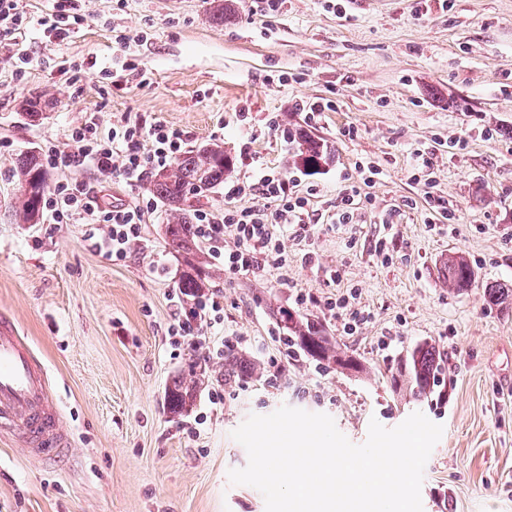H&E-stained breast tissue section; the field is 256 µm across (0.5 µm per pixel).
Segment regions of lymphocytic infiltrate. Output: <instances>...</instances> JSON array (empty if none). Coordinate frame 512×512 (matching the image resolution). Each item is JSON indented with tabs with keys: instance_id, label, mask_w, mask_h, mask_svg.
I'll return each mask as SVG.
<instances>
[{
	"instance_id": "1",
	"label": "lymphocytic infiltrate",
	"mask_w": 512,
	"mask_h": 512,
	"mask_svg": "<svg viewBox=\"0 0 512 512\" xmlns=\"http://www.w3.org/2000/svg\"><path fill=\"white\" fill-rule=\"evenodd\" d=\"M82 2L53 0L50 14L40 23L55 42H64L87 21ZM182 151V139L165 126L148 127L127 117L106 129L96 114L86 115L73 128L66 148L52 146L44 154L47 166L66 173L47 197L46 213L56 224L84 225L87 240L99 253L115 263L125 261L140 241L145 215L153 211L154 200L141 198L127 205H104L93 185L74 179V171L90 168L102 181L118 176L134 187L147 169L169 166ZM249 190L261 196V205L236 206L235 198ZM313 195V190L298 192L289 181L269 174L251 185L225 182L224 209L197 213L196 236L225 273L246 274L268 260L285 267L288 253L282 236L290 231L295 237H307L308 205ZM228 234L235 239L230 248L224 245ZM171 301L175 307L168 329L172 347L202 352L208 362H222L225 351L233 346L227 337L213 333L224 322L222 295H201L190 307L177 294Z\"/></svg>"
}]
</instances>
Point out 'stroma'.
I'll list each match as a JSON object with an SVG mask.
<instances>
[{
  "label": "stroma",
  "mask_w": 512,
  "mask_h": 512,
  "mask_svg": "<svg viewBox=\"0 0 512 512\" xmlns=\"http://www.w3.org/2000/svg\"><path fill=\"white\" fill-rule=\"evenodd\" d=\"M49 7L19 0L31 24L0 48V315L45 365L71 446L34 456L21 429L0 428V512H265L257 489L228 480L248 462L231 433L284 404L330 415L357 445L370 420L393 428L422 412L444 427L424 469L423 512H512V303L492 304L485 290L512 286V0H281L264 16L253 0H235L221 24L210 0H89V21L59 45L36 25ZM119 31L147 39L132 46L134 68L105 78ZM34 96L43 115L22 120ZM328 100L333 109L307 116L306 106ZM90 112L106 128L128 114L163 124L189 148L223 143L240 181L274 172L317 190L305 245L286 243L287 269L230 276L208 265L224 297L223 335L250 338L241 353L265 368L258 380L225 381L223 404L209 402L217 374L202 354L169 344L184 263L163 234L167 206L146 215L120 264L90 248L83 225L11 216L16 156L66 146ZM274 115L325 139L333 162L314 174L292 165L293 143L267 127ZM419 149L436 153L447 215L411 178ZM365 161L379 170L369 186ZM352 186L365 199L352 223L336 225ZM385 219L394 230L381 256L374 241ZM446 251L472 263L473 288L436 278ZM157 260L166 277L151 273ZM296 289L313 300L356 291L371 318L345 335L340 314L295 306ZM280 308L319 321L363 372L286 356L273 334ZM384 336L395 337L391 349H380ZM426 342L442 371L437 396L420 402L391 375ZM192 367L206 384L190 412L174 414L166 393ZM199 413L206 421L190 434Z\"/></svg>",
  "instance_id": "obj_1"
}]
</instances>
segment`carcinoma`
Listing matches in <instances>:
<instances>
[{
    "mask_svg": "<svg viewBox=\"0 0 512 512\" xmlns=\"http://www.w3.org/2000/svg\"><path fill=\"white\" fill-rule=\"evenodd\" d=\"M288 139L296 147L291 156L295 166L309 172L329 164L335 154L327 142L305 130L288 132ZM233 172V164L224 146L212 143L193 148L181 154L164 170L154 172L149 180V191L174 212L172 221L165 225V237L173 250L183 255L185 269L178 282L183 300L191 303L209 288L212 278L206 262L200 260L199 242L195 235L193 216L195 205L203 194L224 183ZM12 177L26 192L17 197L14 215L22 224H31L39 219L47 188V173L41 157L35 150L21 153L12 167ZM448 287L462 291L472 287L476 274L470 263L460 255L448 257ZM278 325L287 331L296 346L311 359L329 367L360 372L363 365L347 351L324 336L321 325L306 317H297L287 309L275 315ZM440 369L439 357L432 345L419 346L401 358L397 367L394 385L409 387L415 398L421 400L434 393L436 376ZM200 377L189 370L169 388L167 401L169 410L181 413L192 405L199 390Z\"/></svg>",
    "mask_w": 512,
    "mask_h": 512,
    "instance_id": "1",
    "label": "carcinoma"
}]
</instances>
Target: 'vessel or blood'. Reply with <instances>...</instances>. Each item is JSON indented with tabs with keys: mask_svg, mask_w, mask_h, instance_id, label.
<instances>
[{
	"mask_svg": "<svg viewBox=\"0 0 512 512\" xmlns=\"http://www.w3.org/2000/svg\"><path fill=\"white\" fill-rule=\"evenodd\" d=\"M0 422L19 424L30 453L39 456L70 444L43 364L5 318L0 319Z\"/></svg>",
	"mask_w": 512,
	"mask_h": 512,
	"instance_id": "1",
	"label": "vessel or blood"
}]
</instances>
